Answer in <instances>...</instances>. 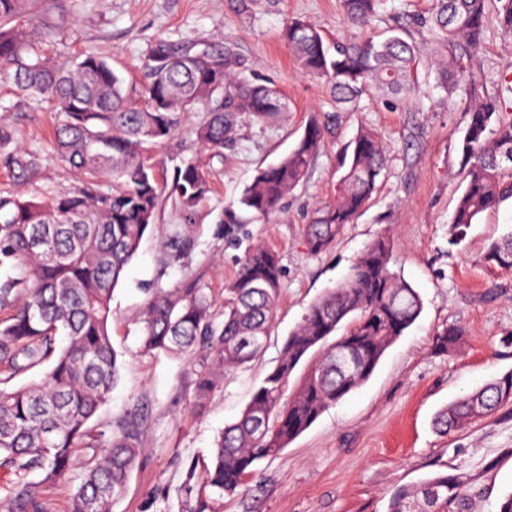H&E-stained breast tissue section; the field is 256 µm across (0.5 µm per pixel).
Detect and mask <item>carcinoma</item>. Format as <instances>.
Listing matches in <instances>:
<instances>
[{
  "label": "carcinoma",
  "mask_w": 512,
  "mask_h": 512,
  "mask_svg": "<svg viewBox=\"0 0 512 512\" xmlns=\"http://www.w3.org/2000/svg\"><path fill=\"white\" fill-rule=\"evenodd\" d=\"M31 0H0V77L21 98L42 97L59 120L56 146L80 175L74 191L44 201L0 195V308L12 309L0 322V468L13 472L9 498L0 512H45L41 487L82 463L71 512H112L141 454L135 426H109L103 443L88 424L120 378L118 353L108 331L112 293L148 227L154 223L161 191L143 160L147 145H160L187 112H204L196 128L206 148L219 151L232 139L237 115L250 112L274 119L288 111L268 79L237 70L233 48L157 40L141 60L143 101L130 104L111 66L89 54L60 61L43 45L57 35V18L3 27L1 21L30 14ZM381 0H342L345 23L372 25ZM487 0H433L429 15L414 18L428 27L445 54L437 83L448 95L462 94L470 120L460 144L465 186L453 227L464 230L484 212L512 197V120L502 115L501 97L489 94L468 65L482 45ZM283 39L299 68L323 79L338 104L356 106L370 90L396 99L411 89L416 46L398 30L381 40H338L328 46L311 22L292 18ZM324 129L311 120L291 150L277 163L256 171L240 206L267 217L302 182ZM381 141L360 130L337 157L336 197L306 225L313 253L327 250L370 201L385 166ZM25 174L38 166L24 151L8 157ZM112 180V191L102 189ZM182 214L183 229L164 242L183 257L194 246L199 206L209 185L199 166L188 161L168 187ZM485 262L512 269V231L493 242ZM393 244L379 237L357 259L346 281L328 290L308 309L283 343L275 367L256 387L236 421L224 427L213 449L209 483L234 494L254 465L279 455L330 406L360 387L386 350L416 322L420 295L391 268ZM278 254L252 247L226 289L222 321L210 297L196 288H157L143 311L142 345L149 351L197 355L196 390L211 393L221 373L251 362L264 349L281 290ZM65 344L57 345V337ZM463 331L449 326L433 342L435 351L455 349ZM312 366L293 379L303 360ZM44 364L45 376L17 388L5 384ZM512 406V372L469 393L435 418L450 433ZM43 477L35 482L32 473ZM468 494L454 475L439 474L397 489L387 512H468Z\"/></svg>",
  "instance_id": "cac0c4a2"
}]
</instances>
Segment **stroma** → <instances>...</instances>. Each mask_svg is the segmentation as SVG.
<instances>
[{
  "instance_id": "obj_1",
  "label": "stroma",
  "mask_w": 512,
  "mask_h": 512,
  "mask_svg": "<svg viewBox=\"0 0 512 512\" xmlns=\"http://www.w3.org/2000/svg\"><path fill=\"white\" fill-rule=\"evenodd\" d=\"M431 0H384L370 29L379 35L406 26L420 50L410 94L401 101L368 92L343 110L323 80L296 66L282 30L291 18L319 28L327 41L357 38L343 22L340 0H37V13L59 15L51 55L105 58L128 85L142 82V56L157 39L232 47L245 75L272 79L289 112L276 120L239 113L222 154L205 148L195 131L201 112L185 114L178 131L143 158L163 179L195 161L210 190L201 203L195 246L177 260L160 247L182 223L174 200L162 198L149 228L115 288L109 334L119 354L120 380L91 421L137 424L141 456L113 512H387L392 494L439 473L457 476L470 512H498L512 491V408L444 435L435 414L485 382L512 371V269L485 264L487 245L512 231V198L482 214L463 234L451 219L463 189L458 140L469 114L458 97L436 85L439 46L408 19ZM489 92L512 79V39L489 13L473 59ZM325 124L324 141L309 173L281 211L255 218L237 199L258 168L285 156L310 119ZM52 104L17 97L0 80V195L52 200L72 191L79 176L58 155ZM363 128L384 146L385 169L370 203L345 225L326 251L312 253L305 227L336 193V155ZM34 153L39 167L26 176L6 165L15 151ZM394 243L393 269L421 295L423 311L384 354L371 377L329 407L288 448L258 462L237 493L208 482L212 448L240 415L262 378L277 363L284 339L308 307L343 282L377 238ZM274 249L282 266L281 292L262 355L224 372L205 397L196 393L197 360L141 345L143 310L153 289H202L224 305L249 246ZM456 325L465 336L456 350L433 349L438 331Z\"/></svg>"
}]
</instances>
